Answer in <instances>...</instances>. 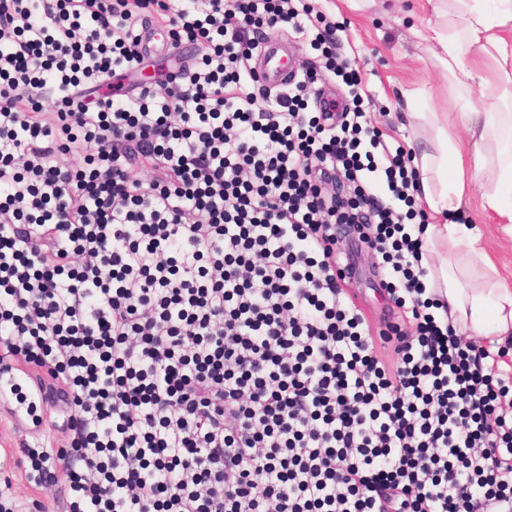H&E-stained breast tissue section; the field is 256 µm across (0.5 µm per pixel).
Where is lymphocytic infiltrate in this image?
Wrapping results in <instances>:
<instances>
[{
  "label": "lymphocytic infiltrate",
  "mask_w": 512,
  "mask_h": 512,
  "mask_svg": "<svg viewBox=\"0 0 512 512\" xmlns=\"http://www.w3.org/2000/svg\"><path fill=\"white\" fill-rule=\"evenodd\" d=\"M293 2L0 0V373L68 382L66 447L27 456L71 512H512L505 353L436 316L417 173L363 126L335 26L288 91L249 64L244 23ZM146 19L207 53L100 95ZM324 69L354 104L331 125L305 113ZM350 234L383 328L341 287ZM381 279V259L364 244L359 246L358 274L352 282L342 283L349 300L361 308L371 322L378 326L387 317L385 303L375 288Z\"/></svg>",
  "instance_id": "1"
}]
</instances>
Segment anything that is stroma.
Here are the masks:
<instances>
[{"label": "stroma", "mask_w": 512, "mask_h": 512, "mask_svg": "<svg viewBox=\"0 0 512 512\" xmlns=\"http://www.w3.org/2000/svg\"><path fill=\"white\" fill-rule=\"evenodd\" d=\"M315 13L341 25V53L359 70L365 90L364 109L371 125L382 131L390 146L407 145L416 135L411 112H459L466 105L483 106L489 93L474 87L469 101L457 99L453 87L431 53L415 35L436 24L427 0H307ZM470 223L482 233V242L494 256L502 277L512 285V236L488 220L480 193H472L466 211ZM381 279V259L360 247L358 274L344 283L349 300L361 308L373 324L387 317L376 288ZM38 430L0 414V504L40 500L48 512H70L73 493L67 477L55 486L38 488L26 477L28 465L22 450L27 446L59 448L69 433L52 405L39 408Z\"/></svg>", "instance_id": "stroma-1"}]
</instances>
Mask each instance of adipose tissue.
<instances>
[{
	"label": "adipose tissue",
	"instance_id": "adipose-tissue-1",
	"mask_svg": "<svg viewBox=\"0 0 512 512\" xmlns=\"http://www.w3.org/2000/svg\"><path fill=\"white\" fill-rule=\"evenodd\" d=\"M440 24L420 32L436 47L435 59L458 95L474 81L495 90L494 102L472 107L459 121L444 112H419L415 118L432 131L430 144L413 151L420 174L418 200L431 217L423 237L426 250L440 255L427 286L443 301L452 327L476 336L491 349L512 343V288L481 245L477 227L458 222L472 186H479L484 209L494 223L512 232V0H436ZM463 123L473 147L464 160L455 139Z\"/></svg>",
	"mask_w": 512,
	"mask_h": 512
}]
</instances>
